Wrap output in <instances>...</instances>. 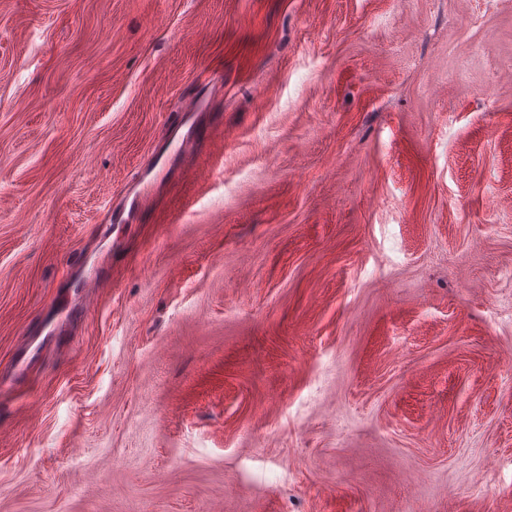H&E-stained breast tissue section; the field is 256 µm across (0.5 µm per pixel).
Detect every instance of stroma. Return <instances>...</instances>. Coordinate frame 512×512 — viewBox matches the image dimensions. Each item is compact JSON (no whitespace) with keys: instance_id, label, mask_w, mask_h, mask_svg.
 I'll use <instances>...</instances> for the list:
<instances>
[{"instance_id":"35a3bbf8","label":"stroma","mask_w":512,"mask_h":512,"mask_svg":"<svg viewBox=\"0 0 512 512\" xmlns=\"http://www.w3.org/2000/svg\"><path fill=\"white\" fill-rule=\"evenodd\" d=\"M0 512H512V0H0Z\"/></svg>"}]
</instances>
